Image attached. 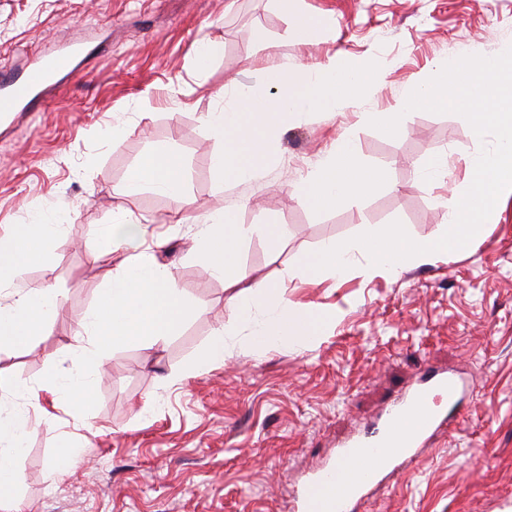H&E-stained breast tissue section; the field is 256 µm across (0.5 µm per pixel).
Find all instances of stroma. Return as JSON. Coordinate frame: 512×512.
Returning a JSON list of instances; mask_svg holds the SVG:
<instances>
[{"instance_id":"obj_1","label":"stroma","mask_w":512,"mask_h":512,"mask_svg":"<svg viewBox=\"0 0 512 512\" xmlns=\"http://www.w3.org/2000/svg\"><path fill=\"white\" fill-rule=\"evenodd\" d=\"M315 20L292 27L277 0H0V70L24 71L68 45L84 46L83 72L50 90L34 111L0 124V235L31 216L67 208L49 258L0 286L55 289L68 318L29 343L0 351V406L25 410L38 428L14 464L20 512H294L293 502L342 442L370 427L428 370L459 383L455 425L416 460L370 488L359 512H512V198L476 243L398 275L351 273L311 282L303 259L324 240L364 224L400 221L412 237L439 234L448 208L420 181L423 160L448 158V193L468 188L481 141L457 114L411 112L397 136L371 127L415 80L459 52L512 47V0H295ZM224 56L198 71L199 42ZM345 54L377 61L380 82L333 112L293 115L270 154L242 183L210 171L216 149L203 125L217 94L253 83L282 57L310 68ZM126 130L113 143L112 128ZM389 184L336 209L303 205L294 188L342 135ZM184 164L186 203L141 188L130 173L157 142ZM147 218L149 253L171 267L197 311L165 344L118 348L97 374L72 349L76 323L127 253L93 260L112 214ZM218 210L256 225L240 261L251 282L303 308L335 310L307 345L264 352L235 326L231 289L191 252L196 222ZM278 225L270 238L267 226ZM234 328L223 364L183 376L215 330ZM89 375L83 413L52 375ZM40 389L39 400L15 382ZM79 455L57 472L62 444Z\"/></svg>"}]
</instances>
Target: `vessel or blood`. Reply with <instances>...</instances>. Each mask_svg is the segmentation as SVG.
<instances>
[{
  "instance_id": "vessel-or-blood-1",
  "label": "vessel or blood",
  "mask_w": 512,
  "mask_h": 512,
  "mask_svg": "<svg viewBox=\"0 0 512 512\" xmlns=\"http://www.w3.org/2000/svg\"><path fill=\"white\" fill-rule=\"evenodd\" d=\"M75 50L60 51L36 62L26 73H0V119L7 121L51 86L62 73H73ZM457 381L449 375L431 374L418 387L399 397L385 418L363 434L346 441L339 450L336 463L330 470L314 477L311 488L301 497L299 512H352L353 503L362 499L370 481L362 468L367 451L381 447L387 441L400 439L405 450H412L422 435L432 434L444 412L445 402L453 401ZM427 409L423 434H399L397 423L406 413Z\"/></svg>"
}]
</instances>
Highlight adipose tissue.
<instances>
[{"label": "adipose tissue", "instance_id": "1", "mask_svg": "<svg viewBox=\"0 0 512 512\" xmlns=\"http://www.w3.org/2000/svg\"><path fill=\"white\" fill-rule=\"evenodd\" d=\"M385 168L366 164L349 137L339 138L321 163L302 179L297 189L301 202L315 210H332L348 199L364 197L386 185ZM132 188L149 186L180 199L184 196L183 162L170 145L151 149L128 179ZM55 225L37 214L29 223L15 225L0 236V283L21 266L42 260ZM254 231L236 223L231 213L214 211L203 216L194 236L193 253L213 276L237 289L232 301L239 313L237 324L248 326L253 345L271 351L283 345H304L318 339L335 318L334 312H314L287 301L267 306L261 301L270 286L249 284V274L239 260L240 246ZM145 228L124 211L114 212L107 232L98 240L93 259L123 246L129 252L125 265L108 280L96 302L78 315L75 353L88 365L137 342L158 345L177 334L194 313L192 299L178 288L173 271L143 251ZM63 310L50 288L17 291L0 304V350L27 343L43 330L48 318ZM31 421L16 411L0 416V507L11 502L16 475L11 468L24 450Z\"/></svg>", "mask_w": 512, "mask_h": 512}]
</instances>
